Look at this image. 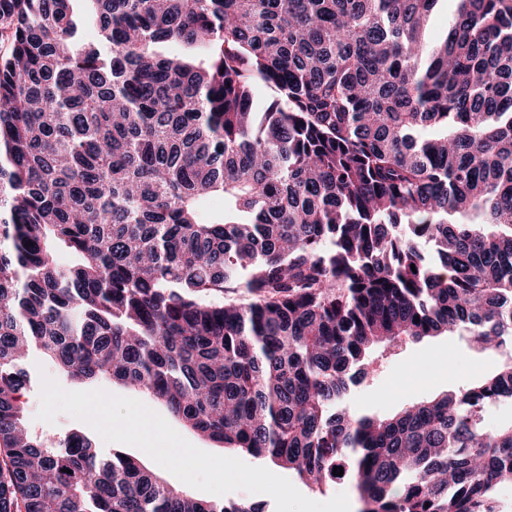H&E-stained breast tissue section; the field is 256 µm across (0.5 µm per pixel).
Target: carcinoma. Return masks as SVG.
Here are the masks:
<instances>
[{
	"label": "carcinoma",
	"mask_w": 512,
	"mask_h": 512,
	"mask_svg": "<svg viewBox=\"0 0 512 512\" xmlns=\"http://www.w3.org/2000/svg\"><path fill=\"white\" fill-rule=\"evenodd\" d=\"M437 2L0 0V512H261L44 444L33 351L311 489L344 478L360 512H503L512 423L482 413L512 400V0H453L430 43ZM445 332L505 360L339 408Z\"/></svg>",
	"instance_id": "cac0c4a2"
}]
</instances>
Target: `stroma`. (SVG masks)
Listing matches in <instances>:
<instances>
[{
    "instance_id": "stroma-1",
    "label": "stroma",
    "mask_w": 512,
    "mask_h": 512,
    "mask_svg": "<svg viewBox=\"0 0 512 512\" xmlns=\"http://www.w3.org/2000/svg\"><path fill=\"white\" fill-rule=\"evenodd\" d=\"M500 359L493 353H479L469 349L454 336H437L418 343H409L386 354L368 375L351 385L345 398L346 405L367 415H389L405 404L458 389L493 373ZM29 381L19 393L23 416L29 429L45 443L55 442L72 432L92 435V428L84 421L61 413L54 422L40 420L41 388L43 378H51L63 390H76L50 360L32 355L24 365ZM102 390L141 401L159 415L167 416L169 425L195 447L205 452L223 455V448L186 428L176 418L168 417L166 408L146 394L127 387L102 383Z\"/></svg>"
}]
</instances>
